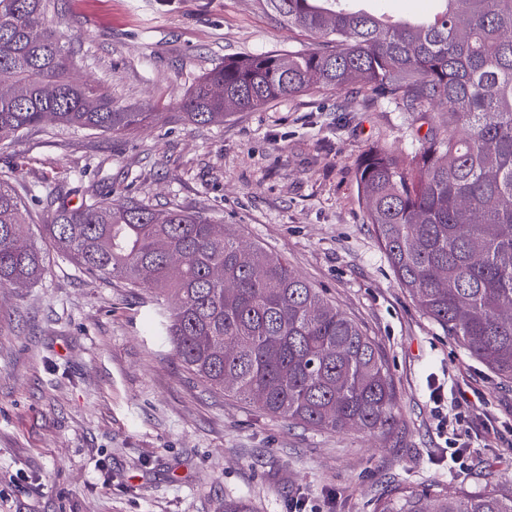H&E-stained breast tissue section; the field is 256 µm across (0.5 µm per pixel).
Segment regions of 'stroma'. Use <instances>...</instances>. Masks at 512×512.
<instances>
[{
  "label": "stroma",
  "mask_w": 512,
  "mask_h": 512,
  "mask_svg": "<svg viewBox=\"0 0 512 512\" xmlns=\"http://www.w3.org/2000/svg\"><path fill=\"white\" fill-rule=\"evenodd\" d=\"M49 21L74 74L150 118L0 141V174L27 201L22 235L45 255L33 286L0 288V512H374L399 484L511 489L512 380L418 308L359 202V159L415 147L412 115L351 87L188 121L178 102L225 57L312 43L264 0H55ZM58 191L73 206L109 191L197 212L285 258L379 345L396 424L327 433L208 390L155 336L149 290L89 277L49 245ZM458 432L474 450L462 471L448 461Z\"/></svg>",
  "instance_id": "35a3bbf8"
}]
</instances>
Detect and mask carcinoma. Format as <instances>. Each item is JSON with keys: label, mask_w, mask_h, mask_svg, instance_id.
Returning <instances> with one entry per match:
<instances>
[{"label": "carcinoma", "mask_w": 512, "mask_h": 512, "mask_svg": "<svg viewBox=\"0 0 512 512\" xmlns=\"http://www.w3.org/2000/svg\"><path fill=\"white\" fill-rule=\"evenodd\" d=\"M319 41L288 53L228 57L177 108L212 124L237 111L355 85L414 120L406 154L369 149L356 182L366 223L420 310L472 358L512 380V0H440L432 18L394 21L352 0H268ZM51 0H0V140L51 119L124 131L152 117L72 74L50 26ZM27 206L0 180V288H28L45 256L21 236ZM90 276L148 288L174 307L155 331L211 390L290 424L387 432L394 385L375 341L280 256L180 208L93 193L45 225ZM376 512H512V492L398 486Z\"/></svg>", "instance_id": "carcinoma-1"}]
</instances>
